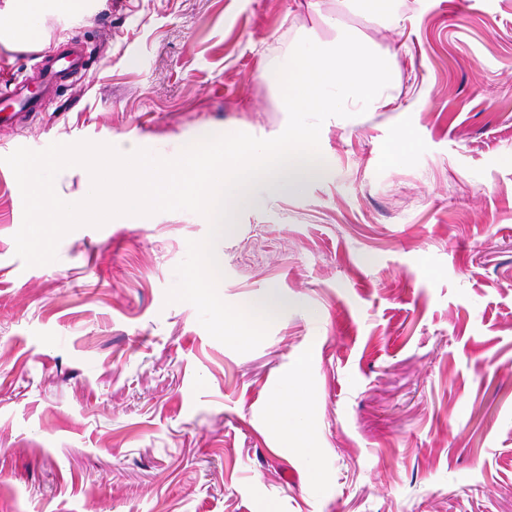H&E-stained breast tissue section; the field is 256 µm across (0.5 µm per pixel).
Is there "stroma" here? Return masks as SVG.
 Wrapping results in <instances>:
<instances>
[{
	"instance_id": "35a3bbf8",
	"label": "stroma",
	"mask_w": 512,
	"mask_h": 512,
	"mask_svg": "<svg viewBox=\"0 0 512 512\" xmlns=\"http://www.w3.org/2000/svg\"><path fill=\"white\" fill-rule=\"evenodd\" d=\"M391 5L403 28L355 0H90L0 42L40 103L0 157L278 135L303 37L355 32L395 75L393 104L323 123L321 179L259 190L217 241L225 302L283 306L244 354L165 301L208 224L116 217L28 268L0 164V512H512V0ZM75 38L85 68L45 88L37 57ZM299 372L306 450L271 412Z\"/></svg>"
}]
</instances>
